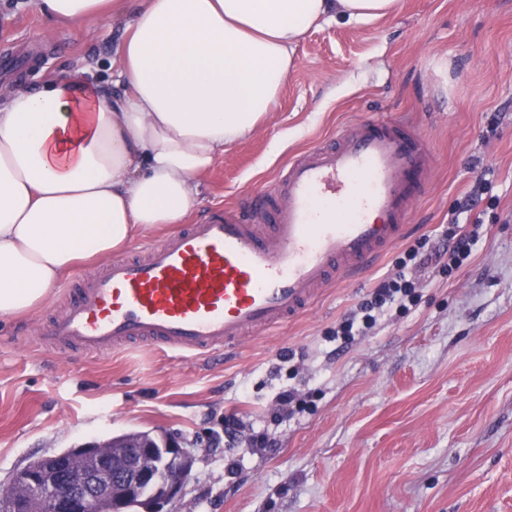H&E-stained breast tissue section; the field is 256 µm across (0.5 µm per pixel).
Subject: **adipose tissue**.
<instances>
[{"mask_svg":"<svg viewBox=\"0 0 512 512\" xmlns=\"http://www.w3.org/2000/svg\"><path fill=\"white\" fill-rule=\"evenodd\" d=\"M400 0H139L116 98L70 74L0 104V316L43 303L79 260L178 224L198 176L274 111L313 28L397 12ZM112 0H38L71 25Z\"/></svg>","mask_w":512,"mask_h":512,"instance_id":"ef3b65f1","label":"adipose tissue"}]
</instances>
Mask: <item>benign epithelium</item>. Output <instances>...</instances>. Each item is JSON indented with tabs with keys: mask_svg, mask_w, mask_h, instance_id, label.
Segmentation results:
<instances>
[{
	"mask_svg": "<svg viewBox=\"0 0 512 512\" xmlns=\"http://www.w3.org/2000/svg\"><path fill=\"white\" fill-rule=\"evenodd\" d=\"M191 470L189 454L172 437L159 448L90 441L17 470V494L0 512H34L35 503L48 512H125L133 496L141 497L142 512H173Z\"/></svg>",
	"mask_w": 512,
	"mask_h": 512,
	"instance_id": "1",
	"label": "benign epithelium"
}]
</instances>
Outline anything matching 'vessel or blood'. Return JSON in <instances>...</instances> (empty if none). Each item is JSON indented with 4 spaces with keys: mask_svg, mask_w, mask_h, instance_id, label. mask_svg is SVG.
Here are the masks:
<instances>
[{
    "mask_svg": "<svg viewBox=\"0 0 512 512\" xmlns=\"http://www.w3.org/2000/svg\"><path fill=\"white\" fill-rule=\"evenodd\" d=\"M431 167L406 120L342 128L290 161L249 209L215 208L144 258L113 259L36 341L98 352L145 342L194 356L289 321L403 237Z\"/></svg>",
    "mask_w": 512,
    "mask_h": 512,
    "instance_id": "obj_1",
    "label": "vessel or blood"
}]
</instances>
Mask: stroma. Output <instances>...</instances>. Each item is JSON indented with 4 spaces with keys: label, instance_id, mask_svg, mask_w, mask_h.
<instances>
[{
    "label": "stroma",
    "instance_id": "obj_1",
    "mask_svg": "<svg viewBox=\"0 0 512 512\" xmlns=\"http://www.w3.org/2000/svg\"><path fill=\"white\" fill-rule=\"evenodd\" d=\"M125 22L59 25L36 0H0V102L17 82L73 70L123 95L112 61ZM379 114L428 140L426 195L364 278L330 285L300 317L183 359L37 345L100 259L26 316L0 317V487L34 459L144 430L178 438L193 461L175 512H512V0H401L394 15L311 30L275 112L198 177L187 218L266 191L289 160ZM481 178L488 196L467 214L482 224L467 264L451 277L425 269L409 312L337 352L329 331L408 249L440 245ZM289 387L309 407L283 419L276 398ZM230 414L244 423L233 442ZM254 432L271 447H253Z\"/></svg>",
    "mask_w": 512,
    "mask_h": 512
}]
</instances>
